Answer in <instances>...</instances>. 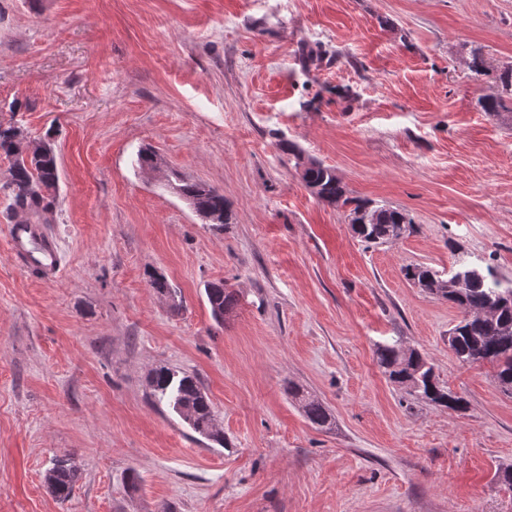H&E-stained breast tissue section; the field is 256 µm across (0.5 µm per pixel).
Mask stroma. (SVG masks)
<instances>
[{
    "label": "stroma",
    "instance_id": "stroma-1",
    "mask_svg": "<svg viewBox=\"0 0 512 512\" xmlns=\"http://www.w3.org/2000/svg\"><path fill=\"white\" fill-rule=\"evenodd\" d=\"M476 46L512 61V0H0V125L57 155L27 223L60 251L45 269L14 249L0 192V512H512V396L404 276L464 258L512 282V116L482 112ZM304 160L410 230L362 241ZM179 178L222 192L230 224ZM219 281L238 294L220 323ZM396 339L465 410L388 380L374 350ZM160 366L198 379L223 443L154 400ZM207 301L210 305L212 317L216 321H223L224 314L235 306V293L224 288V282L212 283L205 289ZM288 393L299 400L302 399V408L311 423L322 426L329 422L330 414L320 402L303 398L300 389L293 386H289ZM78 477V470L71 458L63 455L55 460L53 467L49 470L47 482L58 499L66 500L70 497Z\"/></svg>",
    "mask_w": 512,
    "mask_h": 512
}]
</instances>
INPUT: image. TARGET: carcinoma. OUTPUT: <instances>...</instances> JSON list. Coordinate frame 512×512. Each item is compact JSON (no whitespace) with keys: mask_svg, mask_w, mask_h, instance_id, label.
I'll use <instances>...</instances> for the list:
<instances>
[{"mask_svg":"<svg viewBox=\"0 0 512 512\" xmlns=\"http://www.w3.org/2000/svg\"><path fill=\"white\" fill-rule=\"evenodd\" d=\"M466 64L477 75L493 76L497 85V94L479 101L482 111L493 116L511 113L512 64L493 67L478 47L470 50ZM15 129L14 125L0 126V154L9 160L7 176L0 187L8 192L10 212L38 216L48 210L47 195L58 183L57 157L51 148L29 149L15 141ZM302 179L320 202L334 207L352 206L351 214L359 221L352 231L367 243H390L411 227L412 219L398 208L347 196L330 167L309 161L303 165ZM175 189L197 211L217 216L219 224L230 223L228 205L217 190L184 180L178 181ZM404 274L460 310L463 317L448 338L451 350L463 363H490L495 369L497 386L512 395V284L503 285L492 274H484L464 259L458 261L447 279L423 266L407 267ZM205 294L217 321L224 320V314L235 306V293L224 288L222 282L210 284ZM376 361L388 379L408 394L450 410L461 407V399L439 384L426 359L414 349H403L399 340L379 345ZM151 389L155 400L166 403L194 432L224 444V434L214 423L210 402L196 377H179L161 367L152 375ZM288 393L302 399V408L311 423L323 426L329 422L330 414L320 402L302 397L300 389L293 386L288 387ZM77 480L78 470L67 455L57 458L47 474L48 485L60 500L70 497Z\"/></svg>","mask_w":512,"mask_h":512,"instance_id":"carcinoma-1","label":"carcinoma"}]
</instances>
